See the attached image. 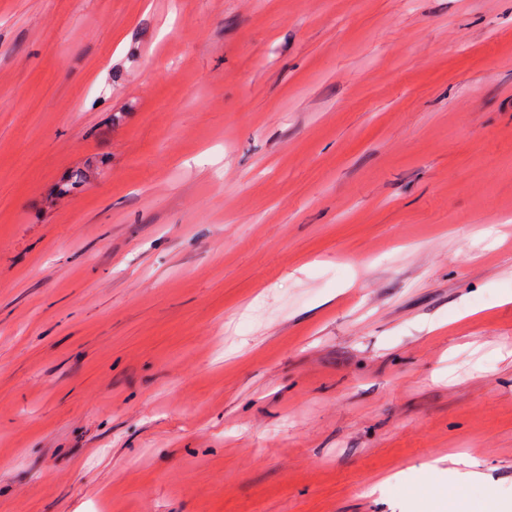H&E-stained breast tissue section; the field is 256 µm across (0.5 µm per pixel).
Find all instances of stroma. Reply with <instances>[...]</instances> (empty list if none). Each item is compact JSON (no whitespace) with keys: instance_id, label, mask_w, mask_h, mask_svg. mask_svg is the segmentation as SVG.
<instances>
[{"instance_id":"1","label":"stroma","mask_w":512,"mask_h":512,"mask_svg":"<svg viewBox=\"0 0 512 512\" xmlns=\"http://www.w3.org/2000/svg\"><path fill=\"white\" fill-rule=\"evenodd\" d=\"M512 512V0H0V512Z\"/></svg>"}]
</instances>
